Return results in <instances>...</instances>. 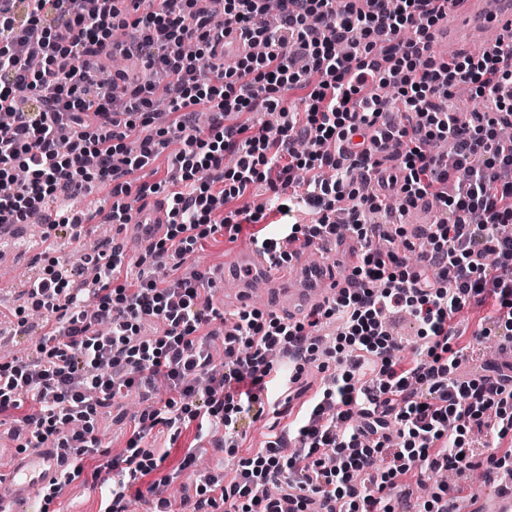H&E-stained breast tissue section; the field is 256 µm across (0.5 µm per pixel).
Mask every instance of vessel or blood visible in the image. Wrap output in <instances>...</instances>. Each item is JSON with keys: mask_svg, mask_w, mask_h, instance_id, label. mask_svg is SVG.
I'll use <instances>...</instances> for the list:
<instances>
[{"mask_svg": "<svg viewBox=\"0 0 512 512\" xmlns=\"http://www.w3.org/2000/svg\"><path fill=\"white\" fill-rule=\"evenodd\" d=\"M445 11L452 20L447 37L455 44L465 45L477 37L491 53L512 44V0H447ZM131 221L141 228L142 247H149L161 240L170 222L167 205L160 196L144 197L133 209ZM357 260L356 245L345 240L337 242L332 261L324 257L310 263L293 259L280 265L257 250L237 253L224 265V277L237 283L228 302L239 308L249 306L263 294L258 281L284 276L287 287L271 296L275 307L294 314L325 305L349 285L348 277L335 273L333 262L351 269ZM64 468L63 458L53 448H32L14 455L0 468V512H17L20 501L34 502L35 491L57 482ZM470 512H512V484L501 488L494 502L474 500Z\"/></svg>", "mask_w": 512, "mask_h": 512, "instance_id": "obj_1", "label": "vessel or blood"}]
</instances>
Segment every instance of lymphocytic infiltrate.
Wrapping results in <instances>:
<instances>
[{
  "mask_svg": "<svg viewBox=\"0 0 512 512\" xmlns=\"http://www.w3.org/2000/svg\"><path fill=\"white\" fill-rule=\"evenodd\" d=\"M132 16L126 0H0V229L41 216L49 204L97 184L129 196V174L148 166L170 139L183 148L171 157L165 181L140 193L166 192L171 222L165 237L139 260L134 281L118 284L125 263L120 246L83 261L82 287L72 269L49 259L27 288L31 310L55 322L35 360L0 361V417L23 429L22 448H57L74 466L42 491L52 501L101 451L95 434L102 410L116 396L137 392L148 408L135 420L122 459L106 469L117 477L104 512H124L130 483L155 471L159 460L143 448L155 427L179 431L194 422L198 437L215 421L259 418L278 399L302 397L292 437L273 436L241 458L232 482L210 471L195 474L192 512H277L269 484L295 500L297 512H404L384 490L398 476L450 468L472 469L468 432L490 430L494 442L512 438V375L457 377L460 338L455 316L477 305L486 313L476 338L512 339V46L494 54L432 52V29L444 14L435 0H279L274 28L256 26L266 0H221L223 23L202 0H159ZM127 35L117 40L113 31ZM246 46L235 67L215 62L228 34ZM467 85L487 109L459 121L447 101ZM376 85L396 90L409 125L383 122L387 99ZM303 91L304 111L284 104ZM209 104V127L198 126L199 104ZM173 117L157 129V112ZM276 114L275 125L256 113ZM248 121L224 125V118ZM453 140V159L438 156L436 141ZM397 141L389 152V141ZM392 153L395 171L381 175L378 155ZM291 187L276 210L304 207L317 216L299 229L281 224L275 236L256 231V249L280 262L284 241L335 232L331 217L359 238L361 260L353 286L308 322L291 323L257 309L233 313L234 335L215 364L206 328L218 316L203 287L205 275L156 278L154 271L193 252L208 232L256 225L263 209L226 211L259 187ZM393 196L398 214L436 201L438 217L421 230L414 262L372 244L391 240L383 225H364L365 210ZM409 312L426 353L404 361L401 341L383 323ZM335 319L346 347L336 370L312 395L299 376L275 373L269 354L302 368L318 349L310 330ZM154 333L143 336L144 321ZM220 375H213L214 366ZM172 396L155 400L157 384ZM295 440L287 448V440ZM281 496V497H282Z\"/></svg>",
  "mask_w": 512,
  "mask_h": 512,
  "instance_id": "1",
  "label": "lymphocytic infiltrate"
}]
</instances>
